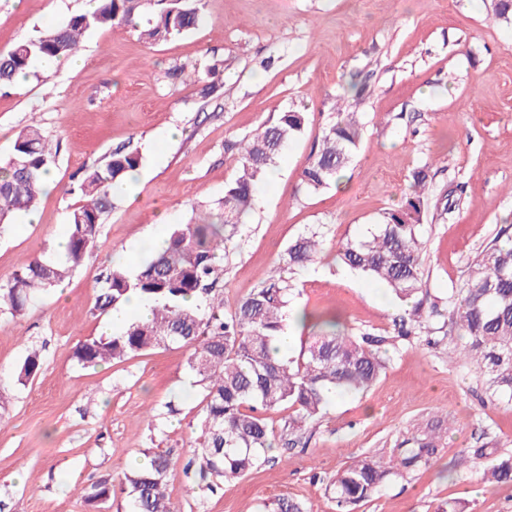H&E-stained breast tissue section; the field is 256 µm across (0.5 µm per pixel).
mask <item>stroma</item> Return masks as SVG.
Returning <instances> with one entry per match:
<instances>
[{"mask_svg":"<svg viewBox=\"0 0 512 512\" xmlns=\"http://www.w3.org/2000/svg\"><path fill=\"white\" fill-rule=\"evenodd\" d=\"M189 34L150 46L130 28L92 30L80 42L79 69L35 71L0 90V156L16 133L42 128L60 144L37 223L0 237V282L31 257L53 249L79 204L70 185L90 165L125 147L143 158L102 220L99 244L24 316L0 313V512H128L127 497L92 508L87 488L155 452L174 464L166 488L175 512H265L288 498L306 512H335L325 487L344 465L388 458L411 432L441 416L451 428L432 461L387 481L356 512H436L464 502L468 512H512V481L489 483L482 468L458 465L463 449L496 440L512 455V404L489 401L472 370L449 357L458 332L441 344L415 341L389 351V366L369 391L336 399L307 439L211 493L181 462L199 435L198 388L185 370L188 348L172 345L94 368L77 344L100 335L108 315L95 309L100 274L114 258L145 247L159 214L186 224L213 206L236 172L227 143L280 112L303 107L308 122L255 193L239 245L224 260L220 289L233 305L271 276L287 274L293 295L289 356L311 334L297 314L339 312L346 325L385 333L402 308L383 287L337 264L336 245L362 234L400 206L414 168L429 165L447 214H425L423 253L430 296L460 287L477 251L512 226V26L487 0H203ZM83 0H0V52L82 13ZM217 64L221 87L180 81L179 66ZM362 127L342 188L305 193L301 173L336 113ZM185 129L178 138L174 129ZM328 225L321 253L285 270L281 257L308 227ZM42 366L26 385L13 374L30 343ZM175 401L177 413L163 406Z\"/></svg>","mask_w":512,"mask_h":512,"instance_id":"35a3bbf8","label":"stroma"}]
</instances>
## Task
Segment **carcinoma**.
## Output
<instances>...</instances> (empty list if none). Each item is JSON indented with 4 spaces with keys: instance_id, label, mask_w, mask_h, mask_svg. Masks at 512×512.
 Wrapping results in <instances>:
<instances>
[{
    "instance_id": "1",
    "label": "carcinoma",
    "mask_w": 512,
    "mask_h": 512,
    "mask_svg": "<svg viewBox=\"0 0 512 512\" xmlns=\"http://www.w3.org/2000/svg\"><path fill=\"white\" fill-rule=\"evenodd\" d=\"M495 19L512 24V0H491ZM202 17V0H97L95 10L72 16L63 25L36 38L17 42L0 54V87L10 86L33 63L73 55L81 37L100 28L133 26L142 40L155 45L194 29ZM216 67H193L196 81L217 89ZM308 113L288 110L227 149L237 152L235 177L225 184L217 206L188 224L173 227L167 247L151 252L139 269L128 272L115 264L100 279L95 308L105 313L138 293L153 302L150 316L110 336L89 338L76 346L83 367H97L156 347L181 345L192 349L187 368L199 377L202 405L201 439L183 464L187 476L202 488L216 491L226 481L243 476L277 448L276 435L262 412L287 405L294 409L286 429L304 430L325 414L331 400L369 389L387 368V352L421 336L429 345L441 328L435 317L448 316L460 339L459 358L472 364L478 381L495 400L512 402V236H496L470 265L459 289L438 304L428 299L423 274L422 216L430 201L429 166L412 171L404 206L392 210L367 236L336 245V258L370 282L386 288L401 303L404 315L393 320L385 335L369 330L349 334L338 317L328 314L321 333L301 345L296 358L278 357L273 339L283 333L292 284L271 277L231 311L217 291L224 256L252 209L257 186L276 166L285 148L302 132ZM360 142L356 113H338L323 129L321 144L303 170L301 186L318 192L339 183ZM57 151L40 129H22L9 156L0 161V236L15 229L11 218L32 212L42 183L51 172ZM137 152L113 150L103 164L87 167L72 191L81 203L68 216L66 253L42 252L0 283V311L21 316L30 304L55 288L98 246L102 217L112 198L122 192L131 172L140 168ZM325 239L318 226L298 236L282 261L304 266L320 253ZM41 369L40 352H28L17 371L21 384ZM444 419L432 421L418 435L400 444L387 460L364 457L341 468L326 485L335 512H354L373 498L392 476L408 474L427 464L439 447ZM463 461L483 466V476L512 481V455L499 454L497 444L484 441L463 450ZM172 460L155 452L144 466L124 475L129 512H174L166 493V474ZM112 482L91 486L85 502L95 508L112 499Z\"/></svg>"
}]
</instances>
